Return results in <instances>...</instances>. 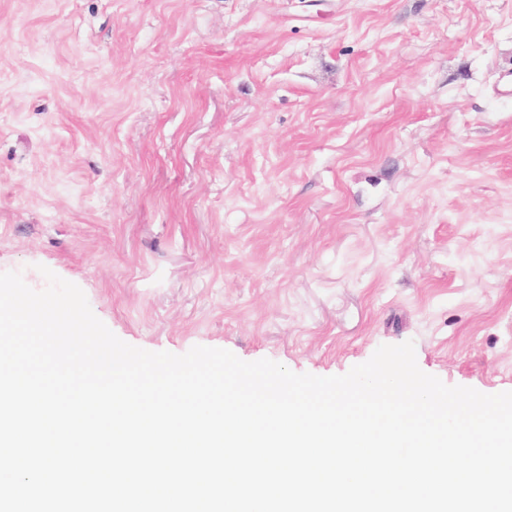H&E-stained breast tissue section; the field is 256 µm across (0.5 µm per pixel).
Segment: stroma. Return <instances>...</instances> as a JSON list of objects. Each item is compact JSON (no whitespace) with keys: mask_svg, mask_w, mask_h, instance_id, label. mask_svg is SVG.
<instances>
[{"mask_svg":"<svg viewBox=\"0 0 512 512\" xmlns=\"http://www.w3.org/2000/svg\"><path fill=\"white\" fill-rule=\"evenodd\" d=\"M512 0H0V272L122 341L512 391Z\"/></svg>","mask_w":512,"mask_h":512,"instance_id":"35a3bbf8","label":"stroma"}]
</instances>
